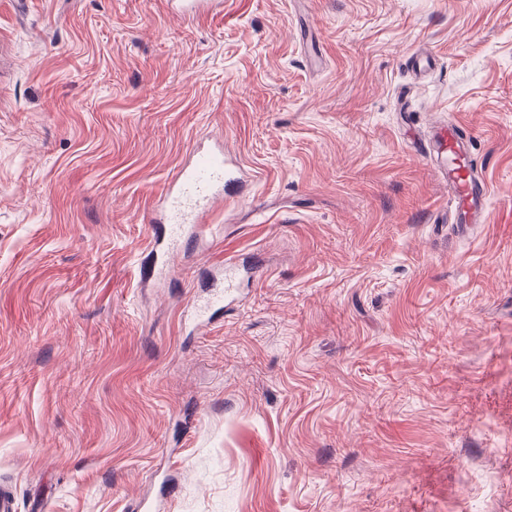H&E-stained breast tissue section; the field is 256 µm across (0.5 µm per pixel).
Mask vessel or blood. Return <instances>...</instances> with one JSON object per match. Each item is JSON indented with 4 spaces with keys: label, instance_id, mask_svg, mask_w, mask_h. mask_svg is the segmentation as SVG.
I'll use <instances>...</instances> for the list:
<instances>
[{
    "label": "vessel or blood",
    "instance_id": "vessel-or-blood-1",
    "mask_svg": "<svg viewBox=\"0 0 512 512\" xmlns=\"http://www.w3.org/2000/svg\"><path fill=\"white\" fill-rule=\"evenodd\" d=\"M171 4L176 13L188 18H201L224 9V0H171ZM422 154L448 181L453 223H482L488 209L489 188L475 177L470 145L457 127L435 126ZM234 180L223 146L196 147L178 169L170 192L152 218L155 244L171 251L188 232L198 231L213 203L223 198L225 185Z\"/></svg>",
    "mask_w": 512,
    "mask_h": 512
}]
</instances>
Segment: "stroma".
<instances>
[{
  "label": "stroma",
  "instance_id": "obj_1",
  "mask_svg": "<svg viewBox=\"0 0 512 512\" xmlns=\"http://www.w3.org/2000/svg\"><path fill=\"white\" fill-rule=\"evenodd\" d=\"M442 122L490 188L463 235L414 145ZM212 140L245 182L144 275ZM0 482L17 512H512V0H0ZM171 4L176 13L188 18H201L224 9L223 0H172Z\"/></svg>",
  "mask_w": 512,
  "mask_h": 512
}]
</instances>
